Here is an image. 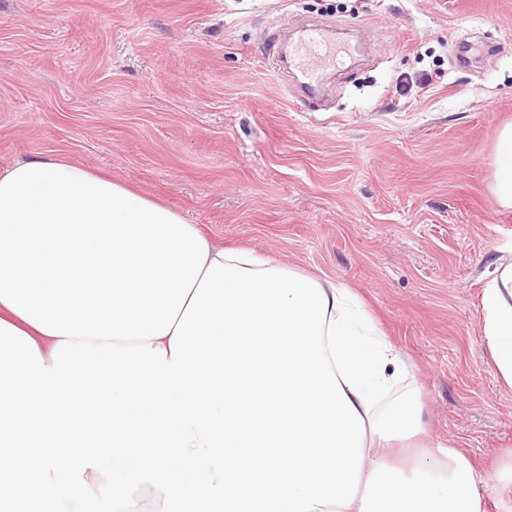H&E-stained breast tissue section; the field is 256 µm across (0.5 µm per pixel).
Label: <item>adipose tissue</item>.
<instances>
[{"instance_id":"obj_1","label":"adipose tissue","mask_w":512,"mask_h":512,"mask_svg":"<svg viewBox=\"0 0 512 512\" xmlns=\"http://www.w3.org/2000/svg\"><path fill=\"white\" fill-rule=\"evenodd\" d=\"M491 193L495 204L512 208V124L502 127L494 144ZM319 283L329 301L322 338L325 354L366 429L362 472L355 500L346 508L322 506L320 512H487V475L452 445L395 468L387 449L422 432L418 399L405 398L378 412L379 398L407 373L361 301L328 278ZM482 330L502 383L512 390V255L500 258L481 294Z\"/></svg>"}]
</instances>
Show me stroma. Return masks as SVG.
<instances>
[{
    "mask_svg": "<svg viewBox=\"0 0 512 512\" xmlns=\"http://www.w3.org/2000/svg\"><path fill=\"white\" fill-rule=\"evenodd\" d=\"M303 24L362 45L317 104L267 59ZM508 122L512 0H0V171L69 158L350 289L411 365L380 401L422 404L401 469L438 441L512 460L480 304L512 250L489 192Z\"/></svg>",
    "mask_w": 512,
    "mask_h": 512,
    "instance_id": "obj_1",
    "label": "stroma"
}]
</instances>
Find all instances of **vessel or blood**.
I'll return each mask as SVG.
<instances>
[{
  "mask_svg": "<svg viewBox=\"0 0 512 512\" xmlns=\"http://www.w3.org/2000/svg\"><path fill=\"white\" fill-rule=\"evenodd\" d=\"M351 53L350 46L339 45L326 30L311 26L302 30L289 50L291 65L301 74L308 96H316L326 74Z\"/></svg>",
  "mask_w": 512,
  "mask_h": 512,
  "instance_id": "vessel-or-blood-1",
  "label": "vessel or blood"
}]
</instances>
